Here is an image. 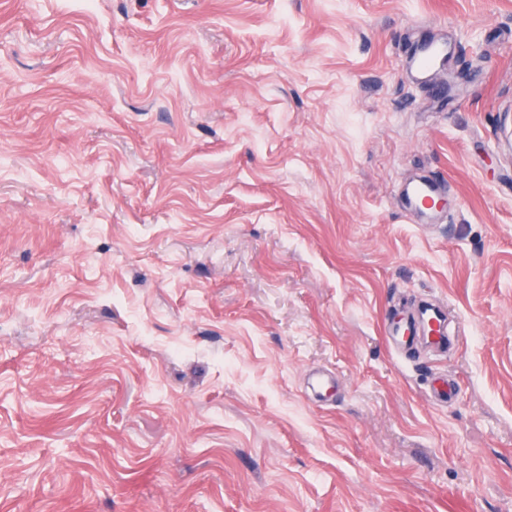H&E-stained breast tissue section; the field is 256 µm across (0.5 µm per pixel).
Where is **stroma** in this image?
I'll list each match as a JSON object with an SVG mask.
<instances>
[{
	"label": "stroma",
	"instance_id": "1",
	"mask_svg": "<svg viewBox=\"0 0 512 512\" xmlns=\"http://www.w3.org/2000/svg\"><path fill=\"white\" fill-rule=\"evenodd\" d=\"M0 512H512V0H0ZM447 52L446 46L443 43L431 42L424 45L417 53L416 68L421 74L429 73L436 67ZM442 194V188L439 183L433 180L423 179L410 185L406 189L404 198L410 208L421 209L426 207L428 200L435 202V199Z\"/></svg>",
	"mask_w": 512,
	"mask_h": 512
}]
</instances>
